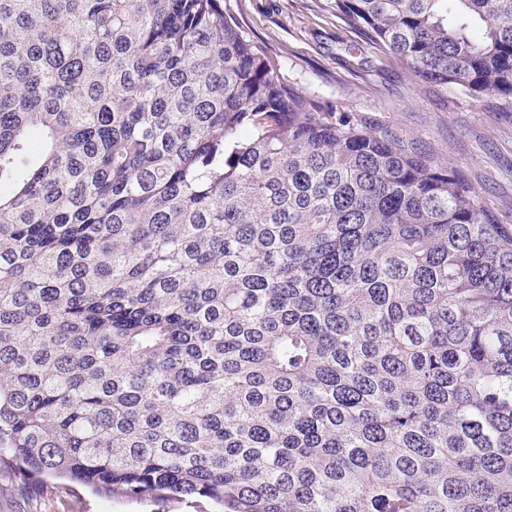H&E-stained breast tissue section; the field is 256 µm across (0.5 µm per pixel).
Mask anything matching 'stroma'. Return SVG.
Wrapping results in <instances>:
<instances>
[{
	"label": "stroma",
	"instance_id": "35a3bbf8",
	"mask_svg": "<svg viewBox=\"0 0 512 512\" xmlns=\"http://www.w3.org/2000/svg\"><path fill=\"white\" fill-rule=\"evenodd\" d=\"M255 40L289 81L349 112L423 140L460 169L492 210L512 222V112H489L456 88L423 90L326 12L327 0H241ZM0 512H195L173 504L96 496L49 477L16 481L0 470Z\"/></svg>",
	"mask_w": 512,
	"mask_h": 512
}]
</instances>
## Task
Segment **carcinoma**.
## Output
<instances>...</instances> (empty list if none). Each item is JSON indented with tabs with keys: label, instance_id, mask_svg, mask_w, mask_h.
Here are the masks:
<instances>
[{
	"label": "carcinoma",
	"instance_id": "obj_1",
	"mask_svg": "<svg viewBox=\"0 0 512 512\" xmlns=\"http://www.w3.org/2000/svg\"><path fill=\"white\" fill-rule=\"evenodd\" d=\"M512 108V0H330ZM218 512H512V225L288 82L241 0H0V468Z\"/></svg>",
	"mask_w": 512,
	"mask_h": 512
}]
</instances>
